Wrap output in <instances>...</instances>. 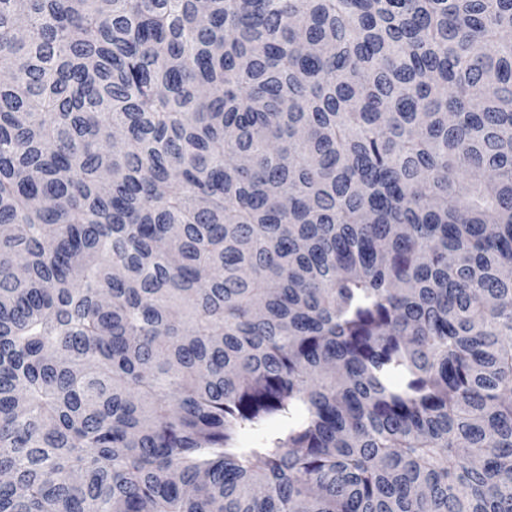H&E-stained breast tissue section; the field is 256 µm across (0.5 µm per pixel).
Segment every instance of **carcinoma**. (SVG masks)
I'll list each match as a JSON object with an SVG mask.
<instances>
[{
    "label": "carcinoma",
    "mask_w": 512,
    "mask_h": 512,
    "mask_svg": "<svg viewBox=\"0 0 512 512\" xmlns=\"http://www.w3.org/2000/svg\"><path fill=\"white\" fill-rule=\"evenodd\" d=\"M0 74V512H512V0H0ZM282 421L278 417L267 418L260 426L242 430L238 435V443L247 445L258 441L266 433L280 429Z\"/></svg>",
    "instance_id": "1"
}]
</instances>
